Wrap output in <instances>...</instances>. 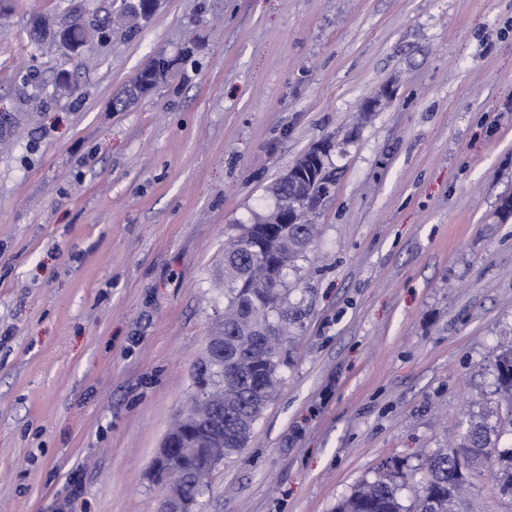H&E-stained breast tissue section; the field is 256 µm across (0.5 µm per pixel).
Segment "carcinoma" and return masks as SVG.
<instances>
[{
	"label": "carcinoma",
	"instance_id": "obj_1",
	"mask_svg": "<svg viewBox=\"0 0 512 512\" xmlns=\"http://www.w3.org/2000/svg\"><path fill=\"white\" fill-rule=\"evenodd\" d=\"M112 33L132 35L141 22L121 10L101 19ZM190 58L184 52L173 57L161 51L155 54L135 78V82L153 83L167 79L178 64ZM334 182L326 161L308 168L303 184L295 189L282 181L272 188L276 207L286 206L298 213L300 224H279L275 236L283 241V271L277 287L266 284V265L251 253L263 243L269 225L259 221L247 225L224 244V370L214 367L195 378V394L186 419L194 418L207 398L224 397V459L246 447L254 427L279 383L284 364L282 342L293 322L283 303L288 293V267L312 241L315 225L313 211L323 202ZM502 398L512 406V347L502 349L493 363ZM498 435V426L486 420H471L462 437V447L472 449L476 458L488 454L490 437ZM496 486L512 491V448L493 456L490 463ZM420 481L413 504L405 507L401 490L405 474L393 459L382 462L379 477L356 486L337 503L336 512H472L465 495L474 472L460 471L461 458L453 447L429 452L421 464Z\"/></svg>",
	"mask_w": 512,
	"mask_h": 512
}]
</instances>
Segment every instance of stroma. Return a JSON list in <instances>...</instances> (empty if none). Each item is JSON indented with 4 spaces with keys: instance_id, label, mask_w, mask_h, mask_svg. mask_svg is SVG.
<instances>
[{
    "instance_id": "obj_1",
    "label": "stroma",
    "mask_w": 512,
    "mask_h": 512,
    "mask_svg": "<svg viewBox=\"0 0 512 512\" xmlns=\"http://www.w3.org/2000/svg\"><path fill=\"white\" fill-rule=\"evenodd\" d=\"M110 4L0 12V512H158L147 471L224 313V240L323 140L283 382L195 512H333L388 459L412 505L423 453L512 414V0H161L69 58L28 37ZM190 34L196 64L113 111ZM502 398L512 407V347L502 349L493 363Z\"/></svg>"
}]
</instances>
